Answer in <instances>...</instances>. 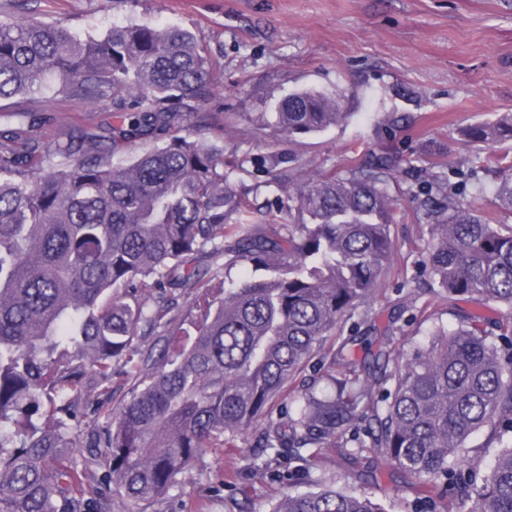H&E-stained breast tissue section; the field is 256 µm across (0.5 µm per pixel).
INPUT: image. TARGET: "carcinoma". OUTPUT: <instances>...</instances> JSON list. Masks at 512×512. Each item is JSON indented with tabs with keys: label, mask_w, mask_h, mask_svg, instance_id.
<instances>
[{
	"label": "carcinoma",
	"mask_w": 512,
	"mask_h": 512,
	"mask_svg": "<svg viewBox=\"0 0 512 512\" xmlns=\"http://www.w3.org/2000/svg\"><path fill=\"white\" fill-rule=\"evenodd\" d=\"M7 0L0 19V99L53 81L56 93L110 101L108 134H48L32 110L0 113V512H112L116 498L168 491L204 449L257 423L255 469L288 459L309 474L319 451L381 454L431 490L414 512H512V162L490 186L460 196L440 178L423 213L434 300L496 302L498 322L468 316L436 327L429 344L396 354L391 324L356 370L346 325H371L367 307L394 264L390 234L395 160L312 180L289 197L288 221L260 226L246 210L224 153L189 133L190 113L213 93L217 61L189 31L129 23L81 34ZM286 137L345 123L341 96L284 98ZM169 135L115 163L120 145ZM475 145L512 140V114L466 129ZM491 196L494 210L476 201ZM266 272L203 298L201 320L175 327L171 289L206 287L208 267ZM153 338L139 361L134 339ZM316 354L332 390H306L297 409L269 405ZM133 364L136 390L105 413L86 452L74 422L104 408L98 387L112 364ZM54 423L33 421L42 399ZM499 448L483 474L467 441ZM273 512H389L366 491L287 492Z\"/></svg>",
	"instance_id": "cac0c4a2"
}]
</instances>
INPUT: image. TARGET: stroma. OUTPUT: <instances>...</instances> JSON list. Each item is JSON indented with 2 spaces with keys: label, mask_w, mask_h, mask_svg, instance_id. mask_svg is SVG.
<instances>
[{
  "label": "stroma",
  "mask_w": 512,
  "mask_h": 512,
  "mask_svg": "<svg viewBox=\"0 0 512 512\" xmlns=\"http://www.w3.org/2000/svg\"><path fill=\"white\" fill-rule=\"evenodd\" d=\"M36 14L79 32L98 33L129 22L193 32L218 61L213 95L192 113L204 126L206 145L234 163L232 181L253 220L285 215L288 192L311 176L331 177L350 162L389 152L399 164L391 235L398 260L417 284L390 275L369 307L386 323L402 305L426 308L393 338L408 351L426 346L439 324L458 312L477 321L500 320L494 302L430 305L422 273L429 227L416 199L433 178L472 159L485 183L497 176L498 159L512 158V141L485 148L465 140L463 129L512 113V0H36ZM341 94L348 121L290 140L259 113L275 111L293 92ZM31 109L55 128H106L112 104L93 105L51 90L0 101V110ZM258 432L213 444L161 497L115 502L114 512H271L288 491L313 482L363 489L385 499L390 512H412L428 490L398 475L381 457L354 458L326 448L311 480L283 483L254 469Z\"/></svg>",
  "instance_id": "1"
}]
</instances>
